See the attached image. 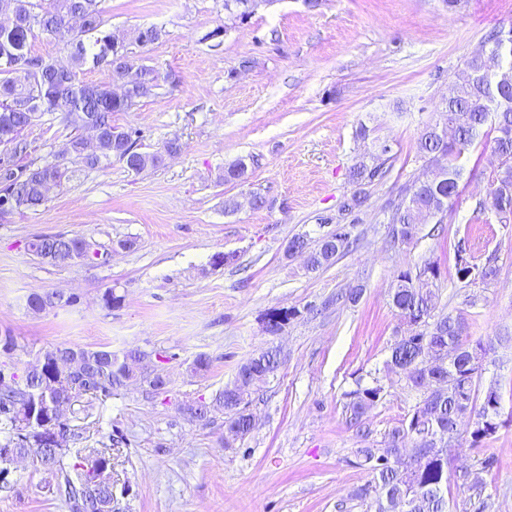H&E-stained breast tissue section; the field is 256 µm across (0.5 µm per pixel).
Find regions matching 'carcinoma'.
<instances>
[{
  "label": "carcinoma",
  "mask_w": 512,
  "mask_h": 512,
  "mask_svg": "<svg viewBox=\"0 0 512 512\" xmlns=\"http://www.w3.org/2000/svg\"><path fill=\"white\" fill-rule=\"evenodd\" d=\"M99 0H0V15L12 20L0 26V140L8 139L19 127L31 128L44 114L60 112L65 125L91 124L98 130L93 146L80 139L70 140L69 163L59 158L43 157L29 162L25 172L12 181H0V192L8 194L15 210H29L46 201L45 187L60 183L59 170L69 165L87 169L100 168L117 155L135 159L128 170L158 168L165 157L182 150L179 138L165 141L162 147L143 154L136 150L140 132L112 123V114L128 111V103L112 98L109 84L88 83L79 78L87 63L121 67L130 61L129 52H120L112 59V35L103 30ZM57 38L73 47L65 59L45 58L32 54L31 40L35 32ZM160 37L155 27L132 31L131 43L145 48ZM499 29L487 38V51L467 58L454 75L451 92L442 104L444 126L454 130L448 139L439 124L425 126L416 140L420 157L437 170V177L426 181L416 177L399 187L386 202L390 229L388 243L395 247L412 243L424 224H442L448 208L459 198L463 175L462 159L484 137H491L492 149L500 163L488 178L486 198L476 204L475 211L493 212L501 224L512 223V48L498 46ZM26 61L39 65L30 82L19 83L14 64ZM141 80L129 90L128 98L141 100L155 94L157 69L140 66ZM391 147L380 146L370 159L357 161L350 170L353 190L338 210L336 217L323 216L322 224H336V229L321 236L309 246L305 235L288 241L287 253L305 256V268L317 272L331 266L339 255L358 246L359 237L352 236L347 224L358 222V213L369 201L368 187L382 180L386 173V155ZM248 165L237 159L224 167V181L244 183ZM79 234L43 236L37 250L50 257L52 265H69L78 255ZM481 270V284L494 281L499 272L496 256L484 258L471 250L468 240L458 241L454 255L457 281L472 285L467 279L469 267ZM440 277V266L424 264L418 270L408 267L394 274L390 293L392 308L408 326V331L395 340L386 361L389 374L422 392V399L413 413L394 427L379 448H358V465L367 470L370 480L357 497L375 496L376 512H449L448 465L450 458L444 448L461 445L458 421L475 417L469 431L471 443L493 437L498 429L492 426L502 391L496 383L479 392L477 382L483 370L480 351L484 340L472 343L463 340L465 320L461 316L437 312L438 295L433 289ZM72 297L62 300L61 293H33L28 297L31 310L71 305ZM145 352L132 349L118 356L106 349L56 347L44 351L38 372L18 375L13 368L0 367L23 382V387L0 391V448H18L27 455L36 471L55 477L53 491L62 498L71 512H112V457L109 450H94L87 455L81 450L43 448L40 430L50 417L39 413L53 401L80 394L109 398L127 386L131 379L141 381L150 390L160 392L166 384L154 385L152 373L138 368ZM279 353L265 350L247 358L238 368L233 385L219 392L214 402L200 401L185 407L188 417L209 422L214 411L222 410L224 446L244 439L253 429V416L248 412L254 388L279 367ZM346 404L350 422L360 424L363 417L385 397V387L374 378L369 383L356 382L347 392ZM431 416L435 437L427 439L428 426L423 417ZM417 449L418 456L407 473L381 463L400 448Z\"/></svg>",
  "instance_id": "obj_1"
}]
</instances>
